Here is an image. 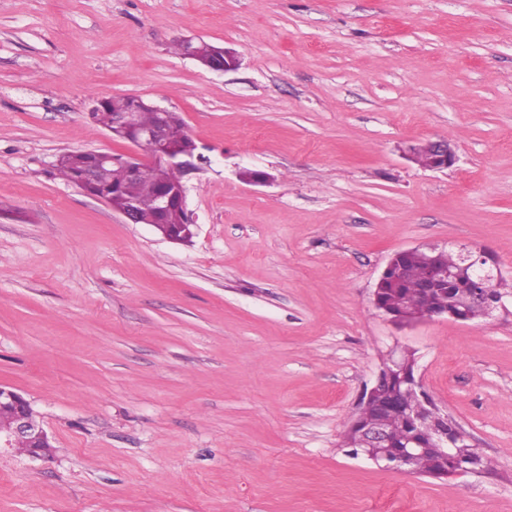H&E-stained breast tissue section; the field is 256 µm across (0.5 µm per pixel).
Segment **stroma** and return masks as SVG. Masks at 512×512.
Returning a JSON list of instances; mask_svg holds the SVG:
<instances>
[{
  "instance_id": "obj_1",
  "label": "stroma",
  "mask_w": 512,
  "mask_h": 512,
  "mask_svg": "<svg viewBox=\"0 0 512 512\" xmlns=\"http://www.w3.org/2000/svg\"><path fill=\"white\" fill-rule=\"evenodd\" d=\"M183 37L240 63L207 70ZM124 95L208 159L190 242L57 175L126 150L87 118ZM438 139L453 166L406 157ZM428 245L512 279V0H0V384L54 446L0 448V512H512V312L399 329L373 304ZM393 351L492 474L348 452ZM78 151L63 154L56 166L59 175L73 183L81 180L84 168L89 164L90 159L88 154Z\"/></svg>"
}]
</instances>
